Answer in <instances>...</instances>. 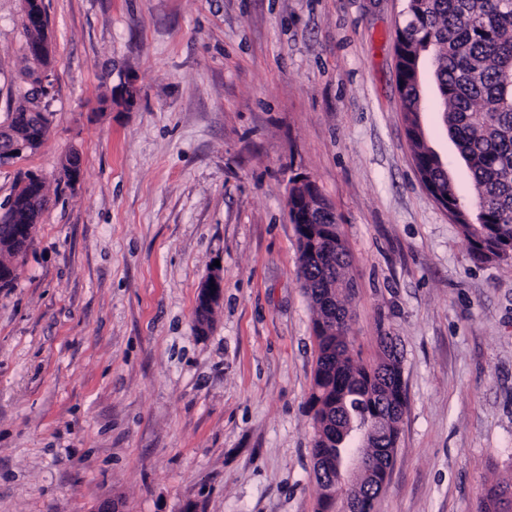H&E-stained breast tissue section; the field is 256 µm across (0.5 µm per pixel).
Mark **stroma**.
I'll use <instances>...</instances> for the list:
<instances>
[{"label": "stroma", "instance_id": "obj_1", "mask_svg": "<svg viewBox=\"0 0 512 512\" xmlns=\"http://www.w3.org/2000/svg\"><path fill=\"white\" fill-rule=\"evenodd\" d=\"M43 6L49 133L0 165V204L27 172L49 196L0 288V512H314L317 347L286 207L302 177L349 252L352 357L378 361L384 336L402 355L375 512H480L512 480V260L474 257L418 178L396 82L405 0ZM21 13L0 0V124L30 88ZM422 97L471 202L430 81ZM214 283V287H211ZM224 278L219 273L211 274L202 284L198 297L199 313L206 314L223 294Z\"/></svg>", "mask_w": 512, "mask_h": 512}]
</instances>
